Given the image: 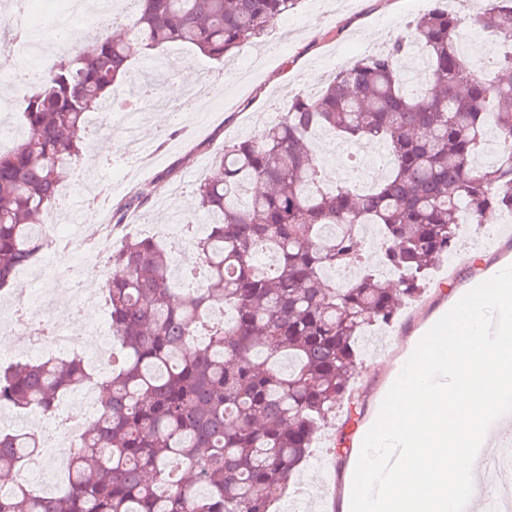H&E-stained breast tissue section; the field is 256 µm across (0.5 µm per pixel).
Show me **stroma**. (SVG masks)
<instances>
[{"label": "stroma", "mask_w": 512, "mask_h": 512, "mask_svg": "<svg viewBox=\"0 0 512 512\" xmlns=\"http://www.w3.org/2000/svg\"><path fill=\"white\" fill-rule=\"evenodd\" d=\"M423 13L417 0H301L294 12L261 37L262 68L247 83L238 82L235 61L217 62L184 44L168 46L162 68L155 67L153 54L137 55L134 71L147 76L167 103L162 113L146 114L136 123L151 155L145 159L129 155L122 112H113L106 122L92 117L86 129L87 151L98 162L89 167L81 161L66 170L61 182L65 223L84 229V191L89 187L110 195L115 204L137 197L131 215L114 213L110 220L131 224L138 232L165 234L167 217L176 211L193 223H207V215L195 205L197 183L226 142L251 135L275 119L295 94H315L341 63L355 62L372 47L404 32ZM175 83L202 87L210 97L208 118L199 119L189 104L173 113L175 100L169 88ZM509 255L512 231L502 224L462 232L456 253L435 271L424 296L403 309L392 327H371L354 382L357 408L351 415L337 409L297 477L302 488L314 487L321 494L304 512H337L348 458L369 402L412 333L457 288Z\"/></svg>", "instance_id": "1"}]
</instances>
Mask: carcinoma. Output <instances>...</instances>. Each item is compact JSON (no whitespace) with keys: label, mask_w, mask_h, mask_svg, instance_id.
Returning a JSON list of instances; mask_svg holds the SVG:
<instances>
[{"label":"carcinoma","mask_w":512,"mask_h":512,"mask_svg":"<svg viewBox=\"0 0 512 512\" xmlns=\"http://www.w3.org/2000/svg\"><path fill=\"white\" fill-rule=\"evenodd\" d=\"M132 2L129 27L102 30L94 55L31 78L17 71L37 86L20 135L0 149V290L49 246L43 218L58 209L62 168L81 155L89 114L105 111L135 55L180 42L220 60L300 0ZM475 23L501 47L481 70L460 51L461 15L435 8L224 145L197 188L210 224L181 287L156 237L133 235L112 251L105 293L117 344L100 413L69 453L60 493L16 485L0 494V512H271L330 413L355 409L366 325L394 323L422 296L465 225L512 213V0H488ZM415 46L430 79L410 89ZM319 131L383 144L389 174L365 189L329 183ZM218 305L229 319L209 318ZM87 378L78 355L0 367V403L53 415ZM35 447L27 433L0 435V470Z\"/></svg>","instance_id":"cac0c4a2"}]
</instances>
